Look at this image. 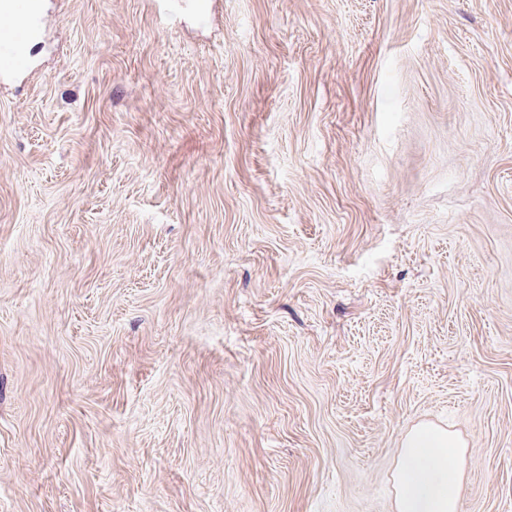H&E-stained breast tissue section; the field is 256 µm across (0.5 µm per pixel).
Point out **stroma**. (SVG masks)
I'll return each instance as SVG.
<instances>
[{"instance_id":"obj_1","label":"stroma","mask_w":512,"mask_h":512,"mask_svg":"<svg viewBox=\"0 0 512 512\" xmlns=\"http://www.w3.org/2000/svg\"><path fill=\"white\" fill-rule=\"evenodd\" d=\"M0 83V512H512V0H46ZM464 444L447 430L421 425L407 434L395 471L398 512H457Z\"/></svg>"}]
</instances>
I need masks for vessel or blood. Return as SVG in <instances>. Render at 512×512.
<instances>
[{
  "mask_svg": "<svg viewBox=\"0 0 512 512\" xmlns=\"http://www.w3.org/2000/svg\"><path fill=\"white\" fill-rule=\"evenodd\" d=\"M0 13L15 18L12 34L0 38V77L27 71L28 49L43 37L38 0H0Z\"/></svg>",
  "mask_w": 512,
  "mask_h": 512,
  "instance_id": "1",
  "label": "vessel or blood"
}]
</instances>
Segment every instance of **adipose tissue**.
Here are the masks:
<instances>
[{
    "label": "adipose tissue",
    "instance_id": "1",
    "mask_svg": "<svg viewBox=\"0 0 512 512\" xmlns=\"http://www.w3.org/2000/svg\"><path fill=\"white\" fill-rule=\"evenodd\" d=\"M464 445L422 425L405 437L395 471L397 512H458Z\"/></svg>",
    "mask_w": 512,
    "mask_h": 512
}]
</instances>
